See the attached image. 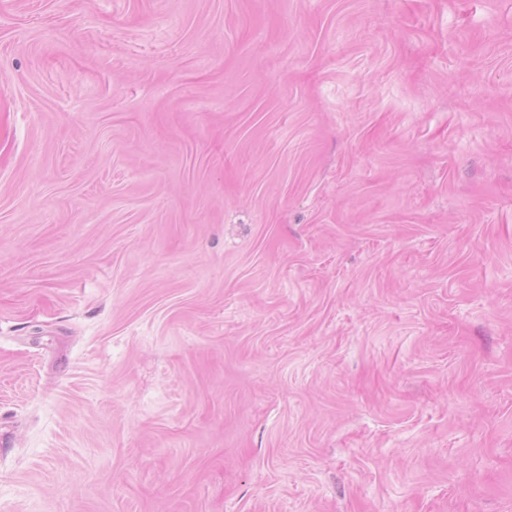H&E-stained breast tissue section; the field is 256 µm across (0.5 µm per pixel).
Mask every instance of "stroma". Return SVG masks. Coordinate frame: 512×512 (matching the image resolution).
<instances>
[{
	"label": "stroma",
	"mask_w": 512,
	"mask_h": 512,
	"mask_svg": "<svg viewBox=\"0 0 512 512\" xmlns=\"http://www.w3.org/2000/svg\"><path fill=\"white\" fill-rule=\"evenodd\" d=\"M0 512H512V0H0Z\"/></svg>",
	"instance_id": "1"
}]
</instances>
